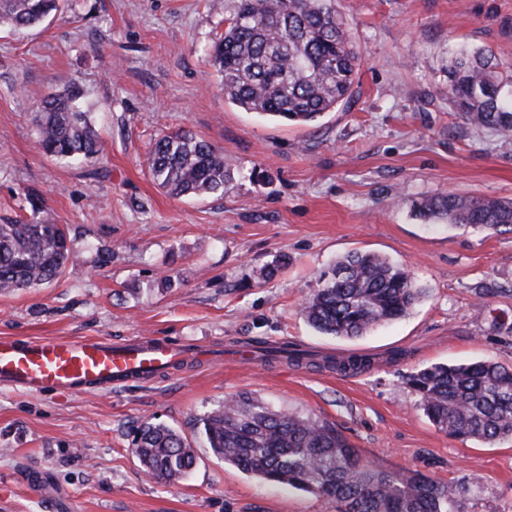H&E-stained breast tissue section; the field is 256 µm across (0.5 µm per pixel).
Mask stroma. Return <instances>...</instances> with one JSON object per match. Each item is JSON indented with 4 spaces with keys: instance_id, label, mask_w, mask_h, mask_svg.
Returning a JSON list of instances; mask_svg holds the SVG:
<instances>
[{
    "instance_id": "35a3bbf8",
    "label": "stroma",
    "mask_w": 512,
    "mask_h": 512,
    "mask_svg": "<svg viewBox=\"0 0 512 512\" xmlns=\"http://www.w3.org/2000/svg\"><path fill=\"white\" fill-rule=\"evenodd\" d=\"M237 4L67 0L38 27L0 29V223L38 195L74 253L51 283L0 292V337L281 340L375 363L347 374L191 363L147 384L69 395L0 386V512H336L207 448L197 419L242 392L335 424L366 461L449 484L455 512H512V439L448 437L407 383L434 363L512 368V233L427 224L409 209L446 193L512 199V136L469 124L448 99L461 51L484 49L512 74V0H336L362 62L352 97L312 125L225 97L206 59ZM70 84L102 143L76 163L34 139L45 92ZM181 128L223 150V193L173 198L154 184L152 144ZM354 250L408 265L425 294L360 338L322 335L300 303ZM396 349L402 358L388 362ZM146 421L193 444L188 476L146 475L132 444Z\"/></svg>"
}]
</instances>
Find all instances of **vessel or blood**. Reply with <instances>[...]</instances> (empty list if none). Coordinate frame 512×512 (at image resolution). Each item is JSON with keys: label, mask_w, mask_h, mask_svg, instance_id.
Masks as SVG:
<instances>
[{"label": "vessel or blood", "mask_w": 512, "mask_h": 512, "mask_svg": "<svg viewBox=\"0 0 512 512\" xmlns=\"http://www.w3.org/2000/svg\"><path fill=\"white\" fill-rule=\"evenodd\" d=\"M207 351L138 337L121 344L99 340L0 339V384L29 394L73 393L91 385L150 381L179 360L204 362Z\"/></svg>", "instance_id": "vessel-or-blood-1"}]
</instances>
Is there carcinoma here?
Here are the masks:
<instances>
[{
  "instance_id": "carcinoma-1",
  "label": "carcinoma",
  "mask_w": 512,
  "mask_h": 512,
  "mask_svg": "<svg viewBox=\"0 0 512 512\" xmlns=\"http://www.w3.org/2000/svg\"><path fill=\"white\" fill-rule=\"evenodd\" d=\"M61 0H0V26L28 29L59 10ZM362 56L336 14L335 0H238L215 38L210 65L224 95L247 112L308 125L351 94ZM482 52L462 54L448 69V98L472 124L512 135V95ZM75 86L52 89L37 116L36 145L46 155L88 159L100 138ZM155 185L172 197L224 192V153L180 129L155 140L148 160ZM31 218L0 223V291L37 288L55 280L72 261L65 229L41 216L40 199L26 196ZM415 216L460 227L512 233V200L440 194L411 204ZM423 294L404 264L373 252L337 260L301 303L316 331L359 337L406 316ZM286 362L340 373L362 371L367 355L347 361L298 348ZM407 384L441 432L492 444L512 437V368L491 361L434 364L412 373ZM213 454L262 480L287 484L336 503V512H454V490L418 471L383 469L360 457L336 426L311 416L272 410L241 393L198 420ZM135 452L152 478L175 482L196 463V449L176 430L141 425Z\"/></svg>"
}]
</instances>
